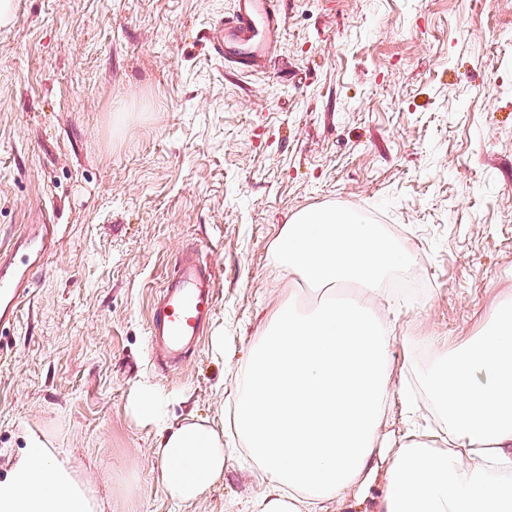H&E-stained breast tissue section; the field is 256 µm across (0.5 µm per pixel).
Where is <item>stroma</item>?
Returning a JSON list of instances; mask_svg holds the SVG:
<instances>
[{"mask_svg": "<svg viewBox=\"0 0 512 512\" xmlns=\"http://www.w3.org/2000/svg\"><path fill=\"white\" fill-rule=\"evenodd\" d=\"M282 8L275 52L247 75L209 48L232 0H16L0 26V249L29 224L57 234L0 330V475L29 427L75 453L112 512H247L263 485L238 453L203 496L172 503L129 398L147 383L171 422L225 425L270 314L291 296L318 304L271 259L283 224L312 210L411 252L385 282L414 275L403 304L375 301L393 328L384 431L395 446L441 433L426 337L464 347L512 304V0ZM189 249L215 280V315L162 370L149 312ZM385 483L377 470L325 512H375Z\"/></svg>", "mask_w": 512, "mask_h": 512, "instance_id": "35a3bbf8", "label": "stroma"}]
</instances>
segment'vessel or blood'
Wrapping results in <instances>:
<instances>
[{
    "label": "vessel or blood",
    "mask_w": 512,
    "mask_h": 512,
    "mask_svg": "<svg viewBox=\"0 0 512 512\" xmlns=\"http://www.w3.org/2000/svg\"><path fill=\"white\" fill-rule=\"evenodd\" d=\"M282 0H233V12L209 36L214 57L239 71L256 68L276 46L285 25ZM55 248L53 225L41 224L17 238L0 256V328L11 324L31 293V275ZM215 314V284L199 255L177 257L151 309L148 328L158 360L176 362L198 344Z\"/></svg>",
    "instance_id": "vessel-or-blood-1"
}]
</instances>
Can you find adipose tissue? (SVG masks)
<instances>
[{
	"label": "adipose tissue",
	"mask_w": 512,
	"mask_h": 512,
	"mask_svg": "<svg viewBox=\"0 0 512 512\" xmlns=\"http://www.w3.org/2000/svg\"><path fill=\"white\" fill-rule=\"evenodd\" d=\"M271 254L306 283L351 284L363 295L344 304L329 296L308 312L277 309L240 365L232 429L264 480L252 512H302L344 497L371 481L377 459L387 463L377 512H512V305L462 351L426 341L434 352L426 384L448 421L447 450L425 435L389 448L390 330L367 297L409 261L408 250L327 210L283 225ZM166 406L149 384L130 400L132 415L158 432L165 493L189 503L223 476L224 433L194 418L172 425ZM24 438V453L0 476V512H105L67 452L40 431L25 429Z\"/></svg>",
	"instance_id": "adipose-tissue-1"
}]
</instances>
